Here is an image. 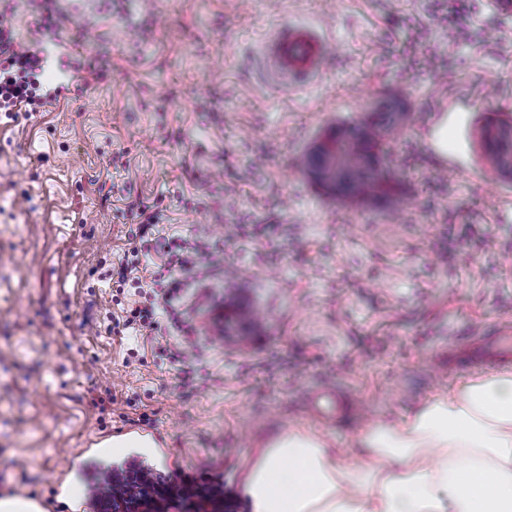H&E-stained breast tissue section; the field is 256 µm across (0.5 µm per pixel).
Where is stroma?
<instances>
[{"label": "stroma", "instance_id": "1", "mask_svg": "<svg viewBox=\"0 0 512 512\" xmlns=\"http://www.w3.org/2000/svg\"><path fill=\"white\" fill-rule=\"evenodd\" d=\"M15 42L41 51L53 98L0 114V499L74 512L53 479L94 437L139 425L112 474H223L234 512L254 448L291 428L358 454L390 421L465 380L435 373L447 334L512 322V180L491 188L470 138L512 118V15L492 0H0ZM55 26L45 31L43 19ZM336 49L317 81L262 67L282 20ZM97 72L88 80V72ZM411 119L394 145L402 213L350 208L296 159L387 98ZM457 128L447 150L431 119ZM154 205L156 245L110 280ZM199 243L202 288L182 323L113 331L167 280L169 242ZM340 386L365 415L324 424L305 386Z\"/></svg>", "mask_w": 512, "mask_h": 512}]
</instances>
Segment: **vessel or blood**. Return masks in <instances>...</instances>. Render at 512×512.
Masks as SVG:
<instances>
[{
  "mask_svg": "<svg viewBox=\"0 0 512 512\" xmlns=\"http://www.w3.org/2000/svg\"><path fill=\"white\" fill-rule=\"evenodd\" d=\"M328 47V39L315 28L285 22L267 39L264 51L271 72L281 83L305 85L324 69ZM448 362L474 370L511 363L512 327L483 331L463 343L449 341ZM305 400L312 415L330 423L353 413L349 400L343 399L334 385L311 386ZM113 454L111 443L100 440L89 441L71 453L55 479L58 492L77 496L81 512H96V504L89 495L77 494L75 481L85 474L90 459L109 458Z\"/></svg>",
  "mask_w": 512,
  "mask_h": 512,
  "instance_id": "obj_1",
  "label": "vessel or blood"
}]
</instances>
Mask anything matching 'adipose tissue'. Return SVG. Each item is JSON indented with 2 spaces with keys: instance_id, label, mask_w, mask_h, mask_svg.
Segmentation results:
<instances>
[{
  "instance_id": "adipose-tissue-1",
  "label": "adipose tissue",
  "mask_w": 512,
  "mask_h": 512,
  "mask_svg": "<svg viewBox=\"0 0 512 512\" xmlns=\"http://www.w3.org/2000/svg\"><path fill=\"white\" fill-rule=\"evenodd\" d=\"M367 461L290 429L242 476L251 512H512V371L469 380L399 422H371Z\"/></svg>"
}]
</instances>
